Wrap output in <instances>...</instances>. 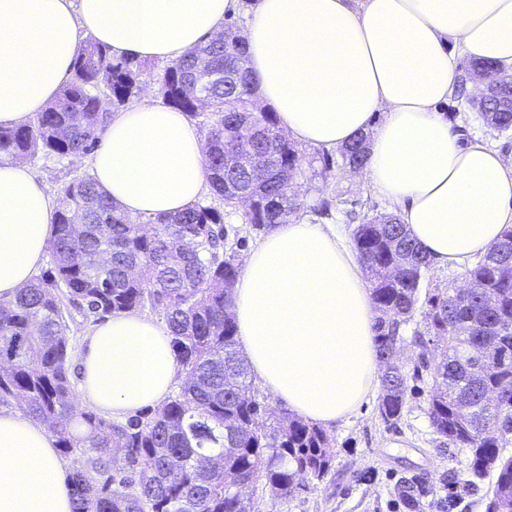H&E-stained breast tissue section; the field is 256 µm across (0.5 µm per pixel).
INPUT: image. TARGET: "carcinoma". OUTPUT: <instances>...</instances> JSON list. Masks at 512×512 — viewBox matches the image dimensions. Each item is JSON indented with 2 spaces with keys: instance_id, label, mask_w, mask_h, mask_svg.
Listing matches in <instances>:
<instances>
[{
  "instance_id": "obj_1",
  "label": "carcinoma",
  "mask_w": 512,
  "mask_h": 512,
  "mask_svg": "<svg viewBox=\"0 0 512 512\" xmlns=\"http://www.w3.org/2000/svg\"><path fill=\"white\" fill-rule=\"evenodd\" d=\"M246 56L236 25L224 40L204 41L159 78L173 109L199 119L208 183L221 201L239 187L256 201L242 213L262 233L284 224L297 203L290 186L301 171L298 148L279 129L275 113L254 100L252 76L226 82L233 58ZM142 64L117 58L89 41L75 57L59 96L27 123L0 127V154L13 159H63L97 149L112 109L141 91ZM492 75L486 114L501 132L512 130V75L472 61ZM276 142L271 168L247 172L233 156L245 137ZM343 165L363 168L362 136L339 150ZM42 278L0 302V407H16L57 437L73 457V512H259L255 496L284 506L327 477L333 452L326 433L294 413L277 412L255 394L248 365L236 349L232 290L240 275L225 249L224 213L197 202L143 225L123 212L84 174L60 188ZM512 228L466 269L458 289L421 294L430 261L396 214L367 217L353 233L377 318L375 343L381 375L378 414L388 426L408 404V375L394 361L400 331L417 311L429 340L441 343L431 372L427 415L431 427L468 452L457 487L492 478L494 512H512V455L507 438H484L492 423L512 435ZM162 313L181 367L178 390L161 406L124 422L107 421L77 402L70 368L76 344L73 313L85 321L135 310ZM427 477H403L396 494L409 512H422Z\"/></svg>"
}]
</instances>
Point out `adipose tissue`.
Listing matches in <instances>:
<instances>
[{"mask_svg":"<svg viewBox=\"0 0 512 512\" xmlns=\"http://www.w3.org/2000/svg\"><path fill=\"white\" fill-rule=\"evenodd\" d=\"M236 0H0V125L54 99L88 33L113 54L176 60L219 32ZM247 66L280 128L338 148L370 137L364 176L399 205L434 263L485 254L512 227V163L464 141L445 117L460 80L454 48L512 68V0H256ZM95 181L136 217L182 211L206 182L201 136L152 102L114 113L90 159ZM55 203L32 168L0 158V301L46 260ZM244 357L290 411L346 420L377 383L376 311L356 253L331 228L275 225L233 290ZM78 399L123 422L163 404L181 368L166 327L138 312L91 325ZM72 469L42 424L0 409V512H72Z\"/></svg>","mask_w":512,"mask_h":512,"instance_id":"1","label":"adipose tissue"}]
</instances>
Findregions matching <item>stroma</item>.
Segmentation results:
<instances>
[{
  "mask_svg": "<svg viewBox=\"0 0 512 512\" xmlns=\"http://www.w3.org/2000/svg\"><path fill=\"white\" fill-rule=\"evenodd\" d=\"M473 93L452 94L443 110L465 138L479 139L512 156V134L490 127L474 105ZM303 173L292 184L299 208L297 218L312 223L335 224L352 234L357 219L394 212L389 201L377 196L363 173L350 172L338 151L303 146ZM52 196H59L62 184L75 172L87 170L86 158L60 161L34 158L29 162ZM329 200L326 216L313 208ZM427 328L422 316H414L403 328L398 343L400 363L413 371L421 359H434L433 346H422L420 337ZM429 387L420 384L408 400V408L397 426H386L379 418L376 396L362 404L347 422L326 427L335 452L330 474L314 489L288 506V512H403L396 501L394 486L403 476L427 474L432 493L425 512H442L441 502L448 492L449 471L463 472L466 453L458 451L432 429L426 414Z\"/></svg>",
  "mask_w": 512,
  "mask_h": 512,
  "instance_id": "35a3bbf8",
  "label": "stroma"
}]
</instances>
